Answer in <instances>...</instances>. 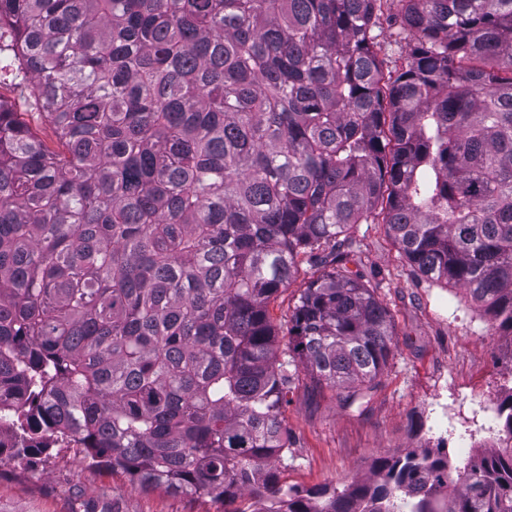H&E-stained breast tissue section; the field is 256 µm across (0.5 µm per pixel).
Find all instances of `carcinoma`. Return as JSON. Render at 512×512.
I'll return each instance as SVG.
<instances>
[{"instance_id": "obj_1", "label": "carcinoma", "mask_w": 512, "mask_h": 512, "mask_svg": "<svg viewBox=\"0 0 512 512\" xmlns=\"http://www.w3.org/2000/svg\"><path fill=\"white\" fill-rule=\"evenodd\" d=\"M0 0L51 148L0 99V462L59 441L233 512H512V447L288 487L292 370L372 383L394 328L349 270L385 224L512 335V0ZM325 263L288 318L298 258ZM512 436V395L497 408ZM397 32L402 33L400 37L396 36ZM373 33L378 35L375 41L376 49L384 71L388 73L400 68L405 63L409 50L408 42L412 40V35L402 29L397 1L388 0L383 3ZM396 39L397 42H395ZM315 270L316 269L311 270L307 258H300L299 276L288 288L282 290L269 306L270 313L275 323L279 325L282 324L285 332L288 327V314H290V310L293 308L300 291L305 287L306 282L311 277V273Z\"/></svg>"}]
</instances>
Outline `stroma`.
Segmentation results:
<instances>
[{
  "label": "stroma",
  "instance_id": "obj_1",
  "mask_svg": "<svg viewBox=\"0 0 512 512\" xmlns=\"http://www.w3.org/2000/svg\"><path fill=\"white\" fill-rule=\"evenodd\" d=\"M374 32L384 71L401 67L412 36L402 29L396 0H384ZM25 96L10 67L0 68V97L55 145ZM353 238L357 261L350 269L387 306L394 352L354 398L344 388L316 386L305 372L294 375L284 413L290 448L283 479L301 489L343 487L369 477L378 457L412 449L441 447L457 459L437 429L444 413L495 408L512 396V336L495 330L462 288L414 273L385 225H356ZM87 501L107 512H224L223 505L191 495L139 492L126 474L88 467L68 448H53L27 472L0 467V512H80Z\"/></svg>",
  "mask_w": 512,
  "mask_h": 512
}]
</instances>
